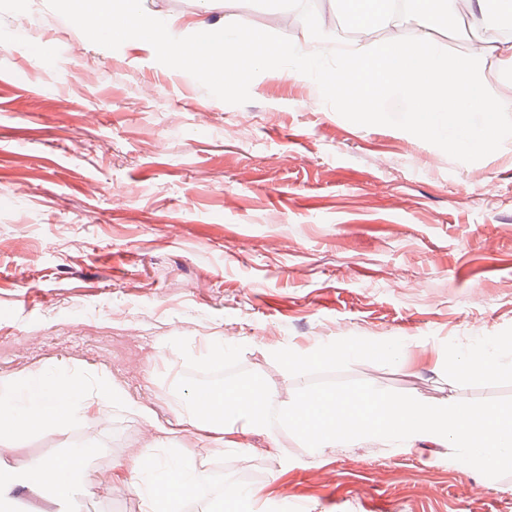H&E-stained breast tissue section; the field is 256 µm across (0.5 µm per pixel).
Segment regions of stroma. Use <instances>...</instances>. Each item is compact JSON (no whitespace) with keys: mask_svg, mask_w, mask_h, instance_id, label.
<instances>
[{"mask_svg":"<svg viewBox=\"0 0 512 512\" xmlns=\"http://www.w3.org/2000/svg\"><path fill=\"white\" fill-rule=\"evenodd\" d=\"M73 0H0V385L52 374L111 386L158 428L113 406L50 424L5 464L67 457L93 439L76 512H144L126 471L147 449L197 469H264L250 495L224 488L182 512H512V475L490 479L448 446L352 443L316 453L274 426L196 427L174 384L212 342L243 345L281 405L302 377L274 351L337 339H399L397 364L352 363L348 379L427 402L512 397V136L470 156L411 129L406 105L358 115L317 76L272 58L238 68L223 95L165 50L103 46L70 21ZM214 36L273 33L288 0H141ZM96 80H84L85 71ZM499 366H457L481 345Z\"/></svg>","mask_w":512,"mask_h":512,"instance_id":"obj_1","label":"stroma"}]
</instances>
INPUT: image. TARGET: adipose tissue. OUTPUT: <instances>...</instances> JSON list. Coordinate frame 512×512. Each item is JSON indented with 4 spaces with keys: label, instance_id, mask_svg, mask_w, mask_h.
Listing matches in <instances>:
<instances>
[{
    "label": "adipose tissue",
    "instance_id": "ef3b65f1",
    "mask_svg": "<svg viewBox=\"0 0 512 512\" xmlns=\"http://www.w3.org/2000/svg\"><path fill=\"white\" fill-rule=\"evenodd\" d=\"M443 8V0H416L407 18L413 34L390 45L376 46L370 29H363L336 53V71L344 77L340 85L333 81V73L323 71L319 60L304 56L301 47L281 45L268 35L245 37L232 30L217 39L200 19L194 24L192 40H179L164 19L141 13L138 0H80L71 20L78 27L95 29L102 37L135 36L150 47L165 45L172 60L191 59L197 72L212 80L219 92L225 89L223 73L244 63L259 64L271 56L288 58L300 73L322 72L324 89L361 112L374 111L387 95L399 92L410 103L414 129H428L437 139L452 132L455 148L466 155L498 143L503 136L499 116L512 113V102L485 86L483 73L491 60L512 72V45L475 42L465 65L449 70L447 55L426 37L434 16ZM86 397L82 388L45 380L25 386L19 395L1 391L0 448L9 449L22 435L44 425H63L84 417ZM92 451L89 444L78 449L65 467L55 461H38L24 469L0 463V506L10 507L16 487L39 489L48 484L54 486L58 504L66 505L86 479L80 460ZM133 471L145 512H174L175 498L163 494V483L178 480L185 492L199 487L194 471L155 453L142 456Z\"/></svg>",
    "mask_w": 512,
    "mask_h": 512
}]
</instances>
